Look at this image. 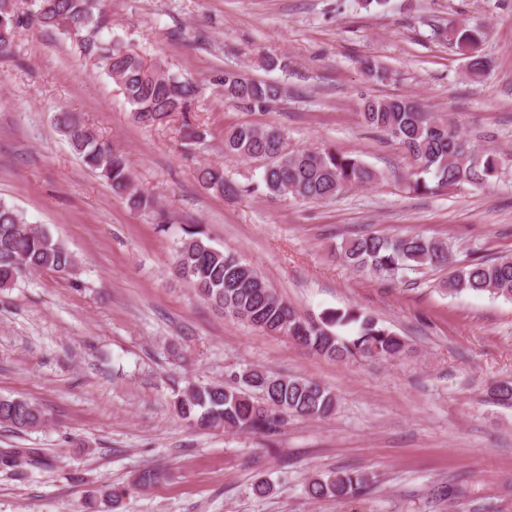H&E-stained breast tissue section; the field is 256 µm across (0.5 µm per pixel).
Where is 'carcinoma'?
<instances>
[{
	"label": "carcinoma",
	"instance_id": "1",
	"mask_svg": "<svg viewBox=\"0 0 512 512\" xmlns=\"http://www.w3.org/2000/svg\"><path fill=\"white\" fill-rule=\"evenodd\" d=\"M37 25L77 42L80 53L118 87L132 107L134 120L147 127L168 121L175 112L187 114L200 96L195 82L161 66H147L137 53L112 35V17L101 0H35V11L23 15L14 0H0V53L12 47L16 34ZM441 36L466 59L468 77H483L490 63L480 53L483 33L462 24L443 29ZM285 93L283 86L224 71V99L250 112H265ZM364 126L401 145L414 162L409 187L433 194L469 184L482 187L499 176L504 159L493 152L469 147L447 118L403 96L367 98L359 112ZM55 131L89 169L125 198L130 209L154 223H170L157 199L134 184L127 156L99 138L78 113L67 108L53 116ZM224 154L263 162L260 179L241 186L224 178V169L202 166L197 179L203 188L238 197L260 192L320 202L345 190L370 184L379 174L360 158L336 148H288V137L274 125L241 124L224 132ZM339 257L356 271L376 278H403L423 269L452 265V252L442 239L420 233L358 234L340 245ZM74 255L50 232L28 222L23 211L0 199V289L17 285L36 271L70 274ZM174 273L190 280L206 303L231 313L272 335L286 336L305 350L336 360L358 357L399 359L408 352L404 337L375 317L354 308L327 311L313 320L269 287L262 275L236 254L214 247L199 225L183 228L173 256ZM443 287L450 296L487 294L512 301V257L477 259L456 267ZM348 327L343 336L338 329ZM491 394L512 406V381L495 383ZM175 415L187 425L204 429L274 436L290 418L320 419L333 414L336 395L318 382L245 368L228 385L190 383L174 396ZM45 411L24 398L0 397V425L24 432L42 426ZM371 490L367 475L354 470L317 474L308 479L313 499L358 498Z\"/></svg>",
	"mask_w": 512,
	"mask_h": 512
}]
</instances>
